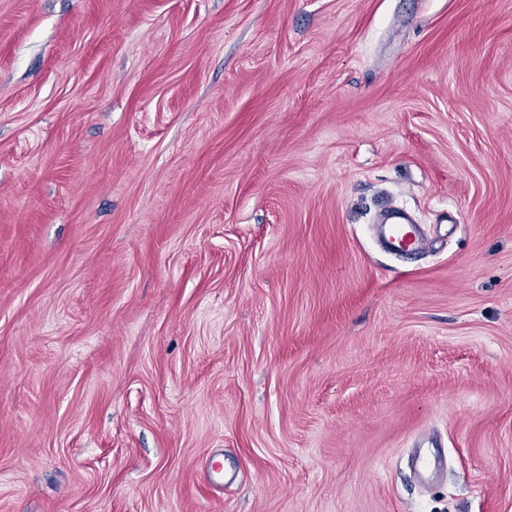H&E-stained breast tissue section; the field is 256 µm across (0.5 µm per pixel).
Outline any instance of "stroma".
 <instances>
[{"instance_id":"obj_1","label":"stroma","mask_w":512,"mask_h":512,"mask_svg":"<svg viewBox=\"0 0 512 512\" xmlns=\"http://www.w3.org/2000/svg\"><path fill=\"white\" fill-rule=\"evenodd\" d=\"M0 512H512V0H0ZM407 217L394 211L383 221L381 234L384 244L392 251L403 253H417L427 246L426 239L421 235L418 227L409 225Z\"/></svg>"}]
</instances>
